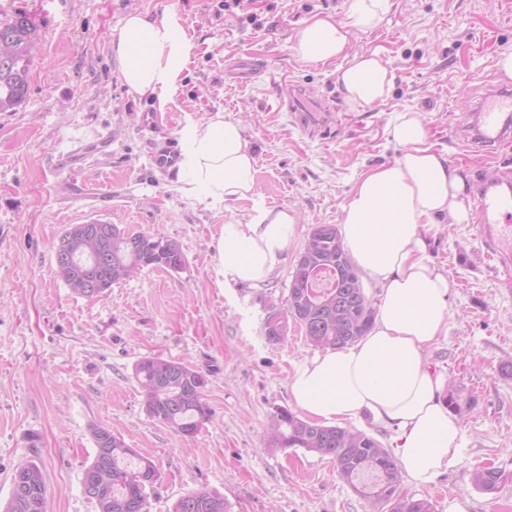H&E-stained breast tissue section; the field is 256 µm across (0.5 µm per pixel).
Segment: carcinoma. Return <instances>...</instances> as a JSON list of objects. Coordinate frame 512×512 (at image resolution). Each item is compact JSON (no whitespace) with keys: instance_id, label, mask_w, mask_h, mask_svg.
I'll list each match as a JSON object with an SVG mask.
<instances>
[{"instance_id":"cac0c4a2","label":"carcinoma","mask_w":512,"mask_h":512,"mask_svg":"<svg viewBox=\"0 0 512 512\" xmlns=\"http://www.w3.org/2000/svg\"><path fill=\"white\" fill-rule=\"evenodd\" d=\"M39 39V26L31 14L18 11L0 22V112H14L27 97L32 49ZM67 242L58 261L69 272L98 284L90 290L77 287L61 277L74 293L97 298L112 285L129 279L143 268L179 271L186 260L180 244L162 236L133 233L110 225V233L96 243L90 255L83 232L69 228L60 238ZM304 330L311 346L339 349L357 342L375 323L359 270L344 249L336 225H314L300 253L288 288L287 308L272 311L264 320L268 341L281 342L288 322ZM135 377L144 392L147 414L187 437L197 434L209 421L211 409L203 399L204 374L195 366L161 357H146L135 365ZM90 436L96 454L83 469L82 479L96 472L101 485L85 493L97 512H149L146 489L158 479L154 463L126 446L107 428L92 424ZM267 440L275 448H303L336 462V473L375 512H434L426 498L402 492L398 465L391 451L362 431L335 425H320L298 417L286 408L272 416ZM32 481L12 489L4 512H47V486L43 469L25 463ZM509 476L494 466H482L471 473L480 490L497 491ZM173 512H229L224 497L205 488L181 496Z\"/></svg>"}]
</instances>
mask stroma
Masks as SVG:
<instances>
[{
	"label": "stroma",
	"instance_id": "obj_1",
	"mask_svg": "<svg viewBox=\"0 0 512 512\" xmlns=\"http://www.w3.org/2000/svg\"><path fill=\"white\" fill-rule=\"evenodd\" d=\"M351 0H0V21L30 12L41 28L29 94L0 112V504L12 474L39 464L48 512H96L81 479L95 454L90 425L108 428L156 465L149 512H172L205 487L230 512H370L336 473L332 458L269 447L271 417L291 408L289 379L316 348L292 325L268 342L264 319L287 307L288 287L313 225L340 224L343 206L370 168L394 161L395 113H420L435 148L467 174L466 191L512 167V149L471 152L451 129L490 85L512 88L497 67L512 49V0H388L375 26L351 37L393 75L385 100L352 105L336 83L338 61L318 66L293 50L295 29L313 16L343 20ZM137 11L178 13L195 49L173 102L130 95L111 36ZM253 58L247 81L228 66ZM299 89L308 111L333 99L339 122L309 137L281 103ZM238 121L256 159L254 196L214 208L185 197L177 175L159 173L151 153L188 123L215 113ZM287 207L299 219L282 263L259 283H225L217 266L227 224H246L256 205ZM100 216L132 232L176 240L183 270H142L103 297L74 294L54 274L55 246L69 225ZM429 254L451 283L448 332L424 354L447 380L463 429L458 464L434 483L402 482L467 512H512V288L503 287L475 224H432ZM145 357L186 362L206 377L213 416L186 437L145 411L134 376ZM494 464L510 479L487 493L470 481Z\"/></svg>",
	"mask_w": 512,
	"mask_h": 512
}]
</instances>
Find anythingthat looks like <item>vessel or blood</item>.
<instances>
[{"mask_svg": "<svg viewBox=\"0 0 512 512\" xmlns=\"http://www.w3.org/2000/svg\"><path fill=\"white\" fill-rule=\"evenodd\" d=\"M455 136L473 148L492 153L512 144V91L492 87L479 97L471 127H456ZM151 159L159 172L174 169L179 159L176 142L156 148ZM478 232L488 252L512 275V171L502 170L486 182L476 197Z\"/></svg>", "mask_w": 512, "mask_h": 512, "instance_id": "1", "label": "vessel or blood"}]
</instances>
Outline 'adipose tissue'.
I'll return each mask as SVG.
<instances>
[{
  "mask_svg": "<svg viewBox=\"0 0 512 512\" xmlns=\"http://www.w3.org/2000/svg\"><path fill=\"white\" fill-rule=\"evenodd\" d=\"M388 0H351L346 20L316 17L294 34V50L307 64L345 59L337 81L357 105L384 100L391 88L378 54L350 51L354 31L372 27ZM193 44L177 13L153 21L139 12L124 17L112 51L129 92L175 95ZM391 135L401 154L365 172L349 195L341 240L356 265L382 286L370 331L352 345L326 350L297 366L290 379L296 408L316 421H348L362 413L395 433L404 475L426 486L455 466L462 451L461 423L444 403L445 377L423 353L446 335L450 282L427 255L424 227L441 220L471 221L466 182L430 143L414 112L397 113ZM177 182L187 196L220 207L249 197L255 158L240 123L216 113L180 131ZM298 232L295 211L261 208L248 224H228L219 244L225 279L257 283L281 261Z\"/></svg>",
  "mask_w": 512,
  "mask_h": 512,
  "instance_id": "obj_1",
  "label": "adipose tissue"
}]
</instances>
